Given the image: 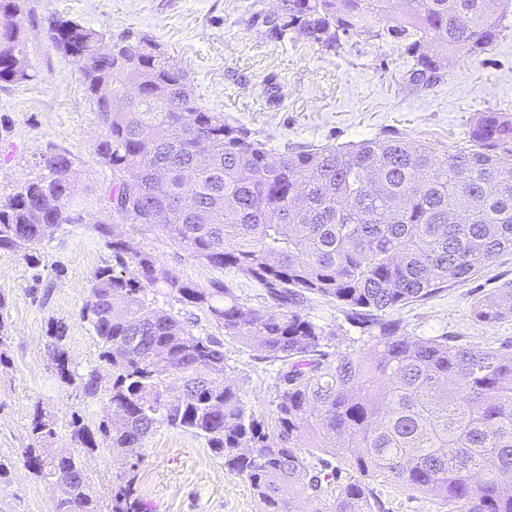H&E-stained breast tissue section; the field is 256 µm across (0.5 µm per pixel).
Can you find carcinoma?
<instances>
[{
    "mask_svg": "<svg viewBox=\"0 0 512 512\" xmlns=\"http://www.w3.org/2000/svg\"><path fill=\"white\" fill-rule=\"evenodd\" d=\"M510 15L512 0H283L268 34L334 51L344 36L380 26L408 40L406 80L428 89L459 58L484 55ZM47 34L79 67L99 128L94 154L112 171L92 227L112 261L93 271L79 312L100 365L74 366L67 326L49 328L59 379L105 398L97 426L71 416V441L87 453L133 449L110 512H147L134 471L160 426L204 439L249 484L260 512H294L297 498L311 512H381L376 477L428 493L448 512H512V352L416 336L393 317L512 251V114L478 113L468 146L440 157L403 137L275 153L200 105L187 72L151 39L116 37L103 53L105 33L72 20L50 21ZM23 58L22 30L0 26V83L32 80ZM36 166L0 197V251L25 247L37 270L44 243L83 223L93 200L75 198L71 153L50 147ZM121 224L157 227L192 258L235 270L263 288L261 303L246 305L225 281L186 280ZM159 296L279 363L269 416L228 379L224 341L195 333ZM312 296L369 334V355L327 351L333 330L298 311ZM472 313L482 322L512 315V289L477 300ZM58 426L35 408L24 466L47 481L79 474L55 512H103L78 458L50 448Z\"/></svg>",
    "mask_w": 512,
    "mask_h": 512,
    "instance_id": "1",
    "label": "carcinoma"
}]
</instances>
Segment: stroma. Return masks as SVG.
Segmentation results:
<instances>
[{"instance_id":"1","label":"stroma","mask_w":512,"mask_h":512,"mask_svg":"<svg viewBox=\"0 0 512 512\" xmlns=\"http://www.w3.org/2000/svg\"><path fill=\"white\" fill-rule=\"evenodd\" d=\"M18 17L34 70L32 80L0 83V193L13 192L34 176V162L47 147L70 152L81 178L78 195L103 192L111 170L92 150L97 118L85 93L77 63L55 50L47 39V21L63 17L119 36L133 31L152 39L183 68L199 103L265 143L272 151L287 145H347L401 135L436 151L462 146L477 113L493 109L512 113V27L477 60H461L443 80L417 90L405 80V42L359 32L329 51L304 40L270 38L263 16L280 15L282 0H24ZM71 227L62 240L44 249L52 273L47 301L34 300L32 271L22 252H0V295L10 338L0 364V462L8 471L0 479V512H53L59 491L24 467L21 453L29 442L35 405L53 411L61 427L54 452L78 454L101 502H109L116 479V454L76 453L68 434L72 412L96 423L104 404L83 401L57 377L48 354V329L68 326L69 357L78 368L97 364L99 347L79 310L90 292L92 272L111 258L91 226ZM122 232L134 246L155 254L183 278L205 286L234 279L248 305H258L260 289L244 277H230L190 257L160 231L125 224ZM512 286V253L500 257L490 273L453 284L434 298L396 313L417 336L460 337L479 346L512 344V315L492 323L476 322L475 299ZM313 322L334 329L332 351L366 354L368 334L349 326L342 309L314 299L301 307ZM230 371L254 411L269 414L275 391L273 362L237 339L225 338ZM136 487L149 512H260L245 481L225 471L203 439L159 427L145 441L135 471ZM385 512H448L428 494L372 481Z\"/></svg>"}]
</instances>
